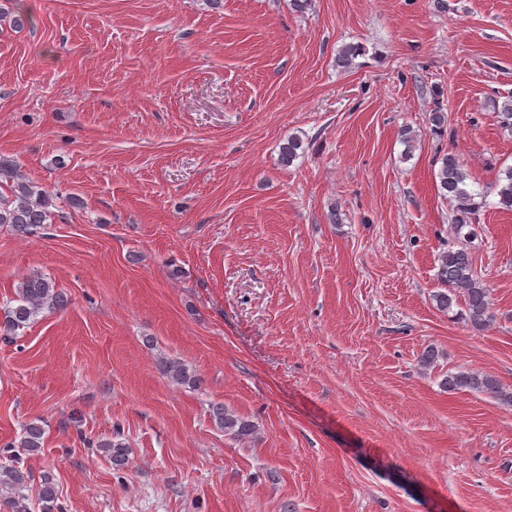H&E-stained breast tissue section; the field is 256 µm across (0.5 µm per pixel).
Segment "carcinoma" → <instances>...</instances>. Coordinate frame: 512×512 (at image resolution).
Instances as JSON below:
<instances>
[{
	"mask_svg": "<svg viewBox=\"0 0 512 512\" xmlns=\"http://www.w3.org/2000/svg\"><path fill=\"white\" fill-rule=\"evenodd\" d=\"M362 51L359 45H345L338 53L337 64L343 68L350 67ZM301 148L299 137H288L280 148L281 163L291 164ZM438 163L435 174L437 189L452 204L453 233L457 239L464 241V245L457 249L450 247L440 256L437 277L442 289L433 295V300L441 312H448L454 306L463 307L466 319L473 328L479 330L492 319L490 290L480 279L467 243L476 236L473 219L487 205V196L468 187V174L455 154L445 153ZM0 178L9 182V195L0 194V224H8L16 233L24 235L42 224L51 223L52 202L47 193L18 174L14 161L0 157ZM494 191L496 207L512 211V167L503 171ZM13 302L14 305L5 309L4 318L0 321V337L5 340L17 335L18 330L27 327L40 313L63 307L65 299L51 278L37 275L23 279ZM159 369L172 383L195 385L198 382L195 373L177 359L160 361ZM443 385L450 391L468 389L512 404V391L487 374L450 373ZM212 419L218 427L238 439L250 437L256 432L253 422L236 415L222 404L212 407ZM43 443L44 428L39 423L34 421L24 425L18 447L29 454H35L43 448ZM88 444L101 448L113 466L120 469L128 464V447L121 440L120 432L116 431L111 438L98 442L90 440ZM29 478L28 471L16 466L0 470V509L3 512H23L24 505L18 493ZM57 499L55 484L48 478L44 479L39 489L42 512H54Z\"/></svg>",
	"mask_w": 512,
	"mask_h": 512,
	"instance_id": "cac0c4a2",
	"label": "carcinoma"
}]
</instances>
